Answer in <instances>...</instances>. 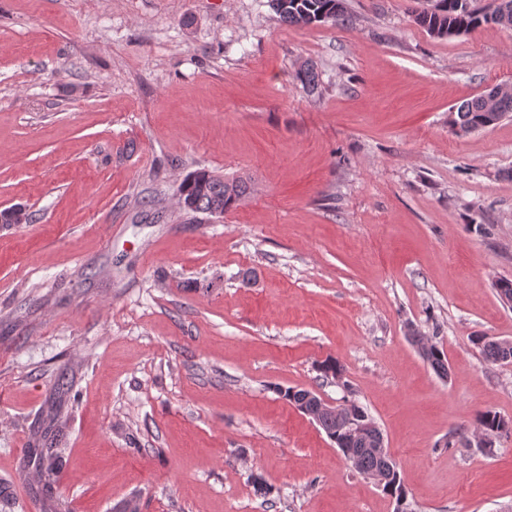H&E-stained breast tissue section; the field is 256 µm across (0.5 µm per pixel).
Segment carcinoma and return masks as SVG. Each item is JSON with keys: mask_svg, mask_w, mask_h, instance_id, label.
Listing matches in <instances>:
<instances>
[{"mask_svg": "<svg viewBox=\"0 0 512 512\" xmlns=\"http://www.w3.org/2000/svg\"><path fill=\"white\" fill-rule=\"evenodd\" d=\"M268 6L286 25L310 27L327 21L343 25L348 21L346 0H268ZM414 22L431 36L440 39L487 25L511 28L512 0H434L431 7L415 12ZM298 78L308 92L314 93L318 90L319 79L313 67H301ZM497 116H512V91L501 93L491 104L479 96L461 105L452 126L459 134H469L492 126L493 119ZM178 194L190 202V211L193 213L222 215L238 206L251 194V180L243 177L226 179L211 171L200 169L180 182ZM412 342L424 352V359L439 377L448 376V359L442 348L416 333L412 334ZM475 344L481 346L486 360L494 363L505 361L500 342L487 341L478 336L475 338ZM279 394L296 407L311 402L309 390L287 388L279 390ZM478 425L486 429H495L501 435L512 433V420L492 411L484 412L478 419ZM321 429L330 438L339 436V447L347 449L356 457V471L359 473L371 474L387 469L386 460L370 452L376 439L375 431L366 430L352 435H340L338 424L333 417L323 418ZM33 453L39 456V460L45 466L44 486L49 488L54 482V464L59 457V451L50 442L43 448L33 449Z\"/></svg>", "mask_w": 512, "mask_h": 512, "instance_id": "1", "label": "carcinoma"}]
</instances>
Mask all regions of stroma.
<instances>
[{
    "label": "stroma",
    "mask_w": 512,
    "mask_h": 512,
    "mask_svg": "<svg viewBox=\"0 0 512 512\" xmlns=\"http://www.w3.org/2000/svg\"><path fill=\"white\" fill-rule=\"evenodd\" d=\"M418 6L0 0V210L31 217L0 224V512H395L289 387L366 409L406 512H512V435L475 438L512 419V362L473 342L512 340V117L451 126L512 83V28L437 39ZM202 168L255 191L186 213ZM50 432L47 492L25 453ZM346 1L268 0V6L286 25L310 27L327 21L343 25L348 21ZM411 338L418 350H422L424 352V356L422 357L429 363L435 373L441 378L448 377V370L450 367L443 349L432 341H429L424 336H419L415 332H413Z\"/></svg>",
    "instance_id": "1"
}]
</instances>
